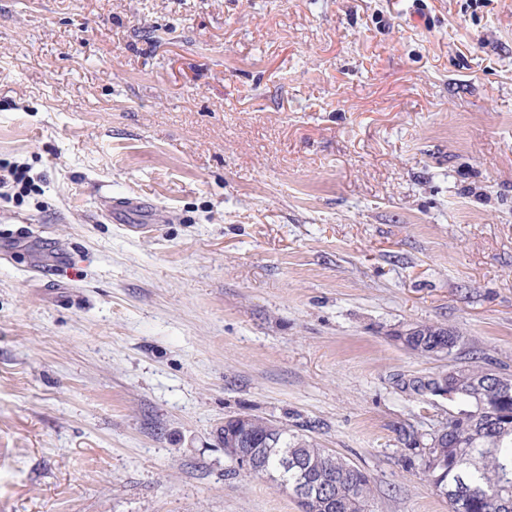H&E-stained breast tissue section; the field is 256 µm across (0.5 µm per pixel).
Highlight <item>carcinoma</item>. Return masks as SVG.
Segmentation results:
<instances>
[{"label":"carcinoma","mask_w":512,"mask_h":512,"mask_svg":"<svg viewBox=\"0 0 512 512\" xmlns=\"http://www.w3.org/2000/svg\"><path fill=\"white\" fill-rule=\"evenodd\" d=\"M413 341L420 355L434 356L433 347L448 337L452 344L460 337L436 325H415ZM459 375L478 384L470 395L448 394L459 404L458 414L474 418L480 407L500 412L490 426L467 424L460 445L429 449L433 460L422 465L429 483L448 500L449 512H512V374L495 370L491 362L458 361ZM279 443L262 451L261 465L268 473L280 470L283 450L296 465L284 475L292 486H307L305 498L298 500L301 512H366L373 488L369 476L356 466L329 453L284 424L278 425Z\"/></svg>","instance_id":"carcinoma-1"}]
</instances>
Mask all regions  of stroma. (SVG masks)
<instances>
[{
	"label": "stroma",
	"instance_id": "stroma-1",
	"mask_svg": "<svg viewBox=\"0 0 512 512\" xmlns=\"http://www.w3.org/2000/svg\"><path fill=\"white\" fill-rule=\"evenodd\" d=\"M0 512H299L253 414L448 512L401 431L512 370V0H0ZM3 174L0 167V189L9 187L13 184L14 187H18L19 190H27L31 184L30 176L25 167L21 165H13L9 167H3ZM415 329V333L412 336L413 341L417 346L421 347L418 354L427 357H434V353L439 354L440 352H432L433 347L442 339L444 336H448V344H453L455 341H459L461 337L456 336L453 332L447 328H443L436 325H415L411 326Z\"/></svg>",
	"mask_w": 512,
	"mask_h": 512
}]
</instances>
